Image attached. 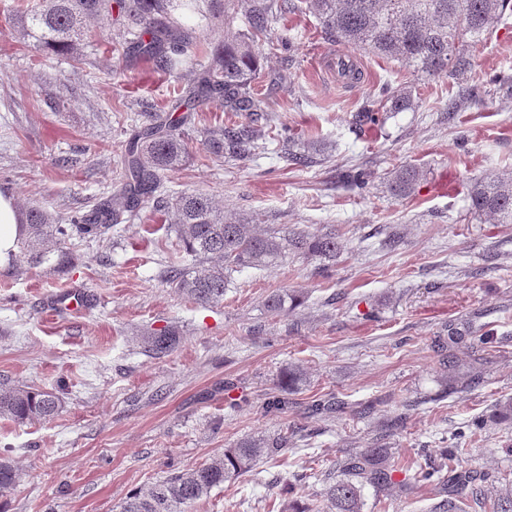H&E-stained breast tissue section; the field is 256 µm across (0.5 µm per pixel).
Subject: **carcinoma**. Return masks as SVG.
Masks as SVG:
<instances>
[{
	"label": "carcinoma",
	"instance_id": "1",
	"mask_svg": "<svg viewBox=\"0 0 512 512\" xmlns=\"http://www.w3.org/2000/svg\"><path fill=\"white\" fill-rule=\"evenodd\" d=\"M13 27L17 37L30 42L37 52L80 58L86 22L104 29L122 30V56L152 65L164 76L186 88L173 101L170 111L152 112L126 149L115 197L101 200L86 215H74L70 223L41 207L24 211L27 234L22 254L40 265L57 257L72 264L67 251L72 229L100 237L113 226L134 216L145 199L153 197L158 207L172 215V226L181 252L191 256L189 265L175 258L167 266L165 280L189 301L212 306L224 301L230 272L245 267H267L288 256L336 259V232L282 227L263 228L236 216L226 217L211 198L184 192L173 200L159 194L162 175L188 159L189 143L178 133L180 124L210 99H221L232 112H246L251 124L213 130L209 153L217 159L236 158L266 136L259 119H269L272 105L255 96L251 84L259 74L263 56L260 38L266 36L274 0H19ZM245 8L249 29L227 33L209 47L201 37L204 27L234 6ZM309 9L319 20L327 39L369 50L399 62L414 72L429 76H463L472 66L467 48L512 16V0H309ZM202 54L209 55L204 63ZM184 116L175 118L173 113ZM419 171L412 166L396 169L391 190L397 197L415 192ZM469 209L493 224H512V177L486 176L473 180L467 190ZM296 306V296L276 292L266 301L267 311L279 316ZM179 337L163 330L143 339L146 352L165 356L174 351ZM61 401L53 390L29 386H0V417L17 423L46 421L56 417ZM344 402L317 398L308 412H340ZM494 420L512 423V397L495 404ZM296 431L273 439L245 438L209 462L169 474L145 489L130 492L120 512H187L190 504L206 498L213 489L253 471L259 461L288 455ZM11 448H0V492L18 482L19 473L10 457ZM459 449L444 450L439 461L423 447L416 469L406 479L412 488L434 485L446 497L434 512H463V505L478 506L488 498L485 472L458 470L448 464ZM341 478L330 483L324 507L291 506V512H363L362 491L370 485L381 492L394 478L388 449L361 448L337 462ZM496 482L509 489L495 495L491 512H512V480Z\"/></svg>",
	"mask_w": 512,
	"mask_h": 512
}]
</instances>
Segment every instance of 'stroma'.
<instances>
[{
    "mask_svg": "<svg viewBox=\"0 0 512 512\" xmlns=\"http://www.w3.org/2000/svg\"><path fill=\"white\" fill-rule=\"evenodd\" d=\"M14 4L0 0V191L22 209L86 212L114 189L132 130L181 86L150 65L125 66L98 27L85 60L44 57L16 39ZM288 5L271 24L274 47L256 88L276 102L275 126L322 149L294 165L277 141L261 139L244 156L215 159L207 129L247 116L211 100L183 126L191 154L165 173L163 191L207 194L264 226H333L339 254L242 269L222 304H193L164 280L176 237L148 201L104 238L73 234L75 268L21 258L0 269V381L56 388L62 403L47 421L0 417V447H11L20 470L0 512H118L129 492L172 469L290 426L304 431L295 453L260 462L189 512H268L291 482L295 498L312 502L338 478L337 459L375 439L398 466L419 448L457 446L460 468L512 473V426L490 418L497 400L512 397V224L474 216L467 201L471 180L512 175V94H483L479 107L463 101L489 75L512 76V26L473 44L471 74L430 78L328 41L308 0ZM340 55L359 79L337 82ZM385 85L411 92V106L356 126ZM404 165L421 177L413 195L397 198L389 179ZM349 169L363 172V192L343 187ZM282 289L304 300L271 316L265 301ZM70 295L81 305L61 309L58 299ZM167 327L181 329L180 344L148 356L141 336ZM452 328L464 336L452 350L459 371L479 359L483 375L448 396L435 339ZM482 334L494 336L491 350L477 343ZM286 371L297 375L288 409L262 412ZM329 393L345 413L307 415L308 402ZM476 417L485 426L474 434L465 425ZM363 496L364 512H431L438 501L428 488L386 496L368 486Z\"/></svg>",
    "mask_w": 512,
    "mask_h": 512,
    "instance_id": "stroma-1",
    "label": "stroma"
}]
</instances>
